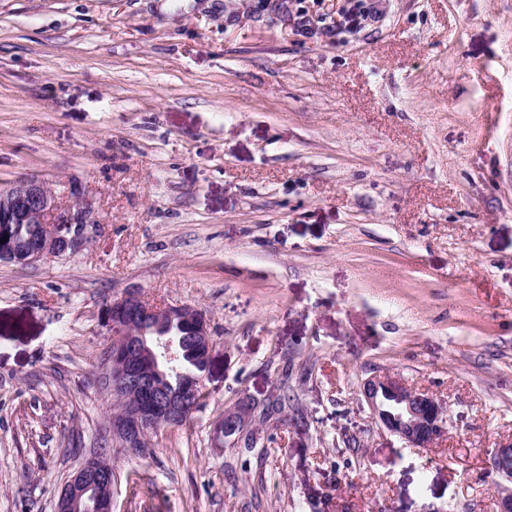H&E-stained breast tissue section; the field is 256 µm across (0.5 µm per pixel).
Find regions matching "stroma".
<instances>
[{"instance_id": "35a3bbf8", "label": "stroma", "mask_w": 512, "mask_h": 512, "mask_svg": "<svg viewBox=\"0 0 512 512\" xmlns=\"http://www.w3.org/2000/svg\"><path fill=\"white\" fill-rule=\"evenodd\" d=\"M0 0V186L84 189L79 252L0 263V512H55L87 458L112 512H497L512 440V0ZM189 305L206 403L117 447L100 309ZM307 424L246 450L226 407ZM450 406L381 430L371 374ZM360 392L380 427L414 448H432L448 435L450 407L425 388L372 375L363 380ZM488 467L501 478L495 485L499 512H512V442L494 449Z\"/></svg>"}]
</instances>
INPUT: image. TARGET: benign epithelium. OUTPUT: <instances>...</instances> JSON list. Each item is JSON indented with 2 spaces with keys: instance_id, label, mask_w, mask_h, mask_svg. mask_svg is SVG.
I'll return each instance as SVG.
<instances>
[{
  "instance_id": "obj_1",
  "label": "benign epithelium",
  "mask_w": 512,
  "mask_h": 512,
  "mask_svg": "<svg viewBox=\"0 0 512 512\" xmlns=\"http://www.w3.org/2000/svg\"><path fill=\"white\" fill-rule=\"evenodd\" d=\"M69 193L73 202L66 205L39 177H28L0 188V224H42L46 233L22 249L0 248V262L30 266L52 257L71 255L87 242L88 224L92 223L91 205L84 199L81 187L73 184ZM64 225L69 233L61 235L56 228ZM106 326L111 328L113 350L109 378L112 395L119 398L130 390L149 398L121 408L112 415V438L131 454L143 452L148 432L162 424L172 425L209 397L204 380L175 393L155 391V377L160 366L178 359L179 344L171 337L159 335L155 348L141 352L140 340L146 325L157 323L165 328L192 330L202 337L207 352L213 350L209 324L204 315L180 305H158L149 302L137 289H126L101 308ZM361 396L380 427L414 448H432L448 435L450 409L446 402L425 388H417L390 375H372L363 380ZM251 401L237 403L224 411V422L217 430L235 438L239 446L259 442L245 407ZM488 467L500 478L495 485L499 512H512V442L494 449ZM61 512H112L111 471L86 459L63 483L58 495Z\"/></svg>"
}]
</instances>
